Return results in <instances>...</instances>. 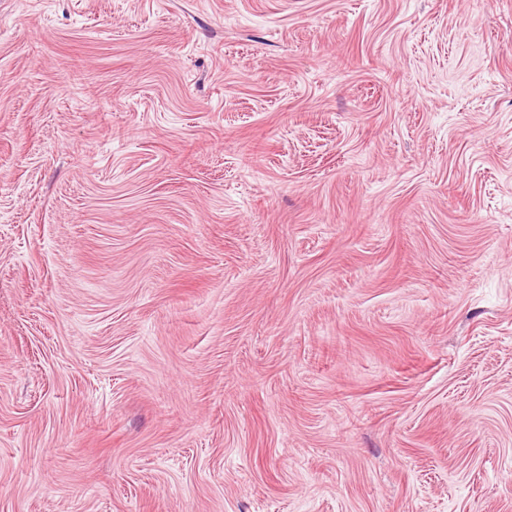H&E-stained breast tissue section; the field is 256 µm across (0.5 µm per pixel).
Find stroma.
<instances>
[{"label":"stroma","instance_id":"obj_1","mask_svg":"<svg viewBox=\"0 0 512 512\" xmlns=\"http://www.w3.org/2000/svg\"><path fill=\"white\" fill-rule=\"evenodd\" d=\"M0 512H512V0H0Z\"/></svg>","mask_w":512,"mask_h":512}]
</instances>
